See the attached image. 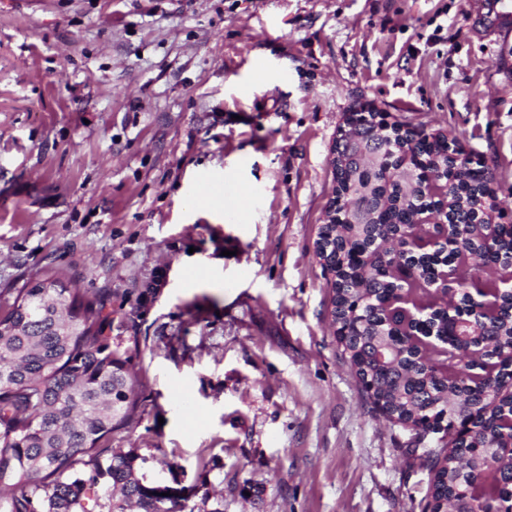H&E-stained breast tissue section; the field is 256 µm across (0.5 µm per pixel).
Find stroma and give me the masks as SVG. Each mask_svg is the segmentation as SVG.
Masks as SVG:
<instances>
[{
    "label": "stroma",
    "instance_id": "1",
    "mask_svg": "<svg viewBox=\"0 0 512 512\" xmlns=\"http://www.w3.org/2000/svg\"><path fill=\"white\" fill-rule=\"evenodd\" d=\"M486 2L0 0V289L49 266L123 315L144 386L109 447L224 512H425L428 450L337 344L316 241L362 107L455 137L512 224Z\"/></svg>",
    "mask_w": 512,
    "mask_h": 512
}]
</instances>
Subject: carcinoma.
<instances>
[{
    "instance_id": "1",
    "label": "carcinoma",
    "mask_w": 512,
    "mask_h": 512,
    "mask_svg": "<svg viewBox=\"0 0 512 512\" xmlns=\"http://www.w3.org/2000/svg\"><path fill=\"white\" fill-rule=\"evenodd\" d=\"M358 114L360 139L342 144L334 174L345 191L354 175L371 190H354L350 211L336 196L335 237L323 246L341 278L333 287V312L341 318L357 311L349 333L336 341L356 375L370 379L373 406L396 416L414 443L450 426L444 418L450 398L480 423L471 440L450 436L448 451L426 457L432 512L448 508V492L456 487L512 500V457L474 447L487 433L512 439V396L501 394L512 368L496 358L512 345V295L497 288L512 278V224L500 225L490 244H478L475 235L474 206L494 195V175L453 138L383 123L373 110ZM381 146L385 165L360 171V158ZM406 155L417 173L413 192L388 174ZM442 197L448 198L453 247L441 258L418 250L412 256L417 273L403 285L382 272L383 264L404 257L399 225L442 213ZM487 269L497 278L475 303L481 335L431 344V330L448 331V308L438 304L433 283L448 272L465 285ZM12 292L0 301V512H175L185 488L150 479L137 449L105 445L136 420L142 386L139 345L112 335L116 311L101 295L67 287L52 270L0 295ZM384 344L393 350L387 363L379 360ZM99 486L106 495L90 507L87 491Z\"/></svg>"
}]
</instances>
